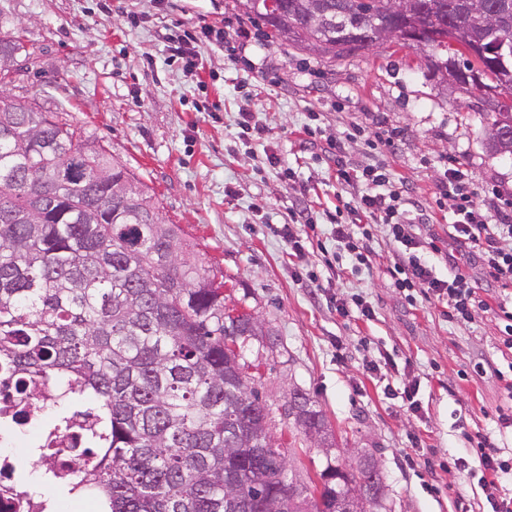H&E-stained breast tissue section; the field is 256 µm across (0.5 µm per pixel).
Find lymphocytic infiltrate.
<instances>
[{
	"instance_id": "1",
	"label": "lymphocytic infiltrate",
	"mask_w": 512,
	"mask_h": 512,
	"mask_svg": "<svg viewBox=\"0 0 512 512\" xmlns=\"http://www.w3.org/2000/svg\"><path fill=\"white\" fill-rule=\"evenodd\" d=\"M324 154L336 160V179L344 186L365 182L367 189L356 197L343 201L342 209L352 214L349 222L333 224L331 235L338 249L346 251L357 264H366L371 254L370 234H359V219L381 226L385 235L397 245V259L390 274L394 286L407 300L416 296L433 298L444 303L452 318L466 322L479 312L488 310L486 300L477 294L470 276L458 266L439 273L436 263L425 257L426 243L419 222L423 213H411L406 203L409 189L395 181L383 167L356 170L341 156L335 141H327ZM436 188L440 198L451 200L454 221L450 235L459 245L472 249L484 275L501 288L512 286V250L502 242L512 238V207L502 204L499 195L479 196L473 180L461 163L449 162ZM473 453L480 476L478 482L490 506V512H512V493L502 483L512 478V457L487 439H480Z\"/></svg>"
}]
</instances>
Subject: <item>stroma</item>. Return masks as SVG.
Returning a JSON list of instances; mask_svg holds the SVG:
<instances>
[{
    "instance_id": "35a3bbf8",
    "label": "stroma",
    "mask_w": 512,
    "mask_h": 512,
    "mask_svg": "<svg viewBox=\"0 0 512 512\" xmlns=\"http://www.w3.org/2000/svg\"><path fill=\"white\" fill-rule=\"evenodd\" d=\"M163 4L0 0V32L20 36L26 64L10 93L66 113L108 146L155 192L167 222L193 242L233 304L272 329L274 342L250 343L246 353L261 375L262 398L276 408L302 391L333 433L323 448L273 416L270 433L292 445L298 484L320 486L327 464L349 470L369 452L383 477L385 512H486L481 487L465 474L478 436L512 448V431L498 422L504 384L481 371L489 361L511 365L501 354L500 312L464 324L436 300L408 303L388 272L396 246L377 226L368 266L329 267L336 243L326 214L341 188L334 161L300 132L316 115L322 135L336 139L350 163L380 164L406 181L427 208V234L482 288L477 264L448 236L451 207L435 185L453 159L478 189L493 186L512 200V157L491 147L486 105L428 77L423 54L410 49L383 45L328 60L274 39L260 19L240 16L233 0ZM203 25L223 28L224 44L197 43L209 75L201 90L170 60L156 29ZM241 26L251 32L243 51L235 46ZM243 112L268 127L265 140L242 137ZM393 130L400 139L390 138ZM300 199L317 226L298 258L270 227ZM306 267L320 274V296L301 278ZM359 295L372 317L337 312V299ZM371 363L378 373H367ZM411 383L417 414L385 393Z\"/></svg>"
}]
</instances>
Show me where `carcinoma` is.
Wrapping results in <instances>:
<instances>
[{
	"mask_svg": "<svg viewBox=\"0 0 512 512\" xmlns=\"http://www.w3.org/2000/svg\"><path fill=\"white\" fill-rule=\"evenodd\" d=\"M385 0H234L273 36L331 58L360 51L352 33L385 19ZM429 18L463 31L433 55L443 79L478 74L512 98V0H429ZM506 41L499 57L483 54ZM19 37L0 35V64ZM0 71V368L40 376L59 401L96 403L85 452L94 463L55 482L96 497L98 512H304L306 489L288 476L287 450L269 435L272 409L245 373L254 315L224 306V283L144 186L99 141L60 112L3 97ZM490 141L512 155V112L494 115ZM284 416L328 436L296 392ZM85 414L57 413L53 427ZM316 512H356L350 492L380 500L382 475L327 466Z\"/></svg>",
	"mask_w": 512,
	"mask_h": 512,
	"instance_id": "carcinoma-1",
	"label": "carcinoma"
}]
</instances>
